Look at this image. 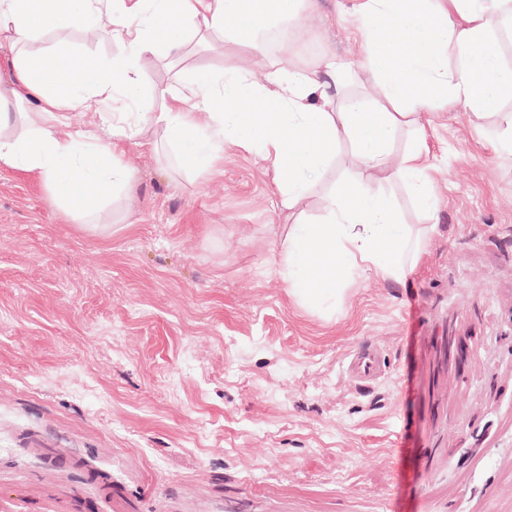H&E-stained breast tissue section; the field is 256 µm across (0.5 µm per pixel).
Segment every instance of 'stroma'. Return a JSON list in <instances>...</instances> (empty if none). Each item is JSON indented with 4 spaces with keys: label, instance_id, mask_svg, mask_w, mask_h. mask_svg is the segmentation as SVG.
<instances>
[{
    "label": "stroma",
    "instance_id": "obj_1",
    "mask_svg": "<svg viewBox=\"0 0 512 512\" xmlns=\"http://www.w3.org/2000/svg\"><path fill=\"white\" fill-rule=\"evenodd\" d=\"M353 3L317 0L254 54L186 33L139 101L73 111L102 140L131 113L158 145L125 143L134 193L96 223L0 164V512H512V157L486 143L512 99L481 122L455 103L431 113L434 208L382 184L427 250L405 283H346L331 316L289 299L277 253L357 178L350 144L287 211L259 149L225 144L200 173L154 123L162 90L203 72L261 83L327 51L358 63ZM43 41L118 50L80 29ZM369 345L386 368L360 383L346 362Z\"/></svg>",
    "mask_w": 512,
    "mask_h": 512
}]
</instances>
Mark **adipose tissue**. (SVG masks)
Returning a JSON list of instances; mask_svg holds the SVG:
<instances>
[{"instance_id": "obj_1", "label": "adipose tissue", "mask_w": 512, "mask_h": 512, "mask_svg": "<svg viewBox=\"0 0 512 512\" xmlns=\"http://www.w3.org/2000/svg\"><path fill=\"white\" fill-rule=\"evenodd\" d=\"M313 8L314 0H0V38L21 47L13 82L39 104L12 114L0 92V163L37 174L59 208L76 221L93 220L115 193L132 189L121 153L138 130L117 112L110 139L101 141L71 130V111L118 91L135 99L155 44L179 55L185 27L258 52L267 32L298 24ZM353 12L365 39L359 66L331 57L310 68L275 64L261 85L228 67L220 79L203 75L170 93L157 118L178 157L201 172L223 162L225 143L260 146L286 210L303 208L337 146L352 144L362 177L328 197L324 222L290 225L279 251L289 298L328 314L342 300L344 275L402 283L416 268L423 235L399 222L378 187L391 171L431 203L423 135L435 107L461 102L482 120L512 96V70L501 67L494 40L498 20L473 11L470 0H355ZM100 16L120 47L109 60L40 44L44 32L82 28ZM358 69L379 83V100L350 91ZM408 128L416 140L393 155L392 143Z\"/></svg>"}]
</instances>
